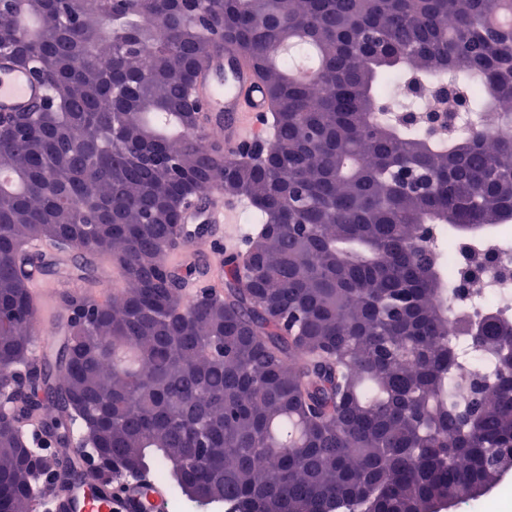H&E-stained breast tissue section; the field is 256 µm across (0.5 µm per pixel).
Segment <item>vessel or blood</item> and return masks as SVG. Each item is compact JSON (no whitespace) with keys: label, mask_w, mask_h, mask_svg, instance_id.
<instances>
[{"label":"vessel or blood","mask_w":512,"mask_h":512,"mask_svg":"<svg viewBox=\"0 0 512 512\" xmlns=\"http://www.w3.org/2000/svg\"><path fill=\"white\" fill-rule=\"evenodd\" d=\"M195 89L204 105L198 127L223 138L225 151L239 150L265 138L261 119L269 110V102L263 85L235 47L228 44L213 54L208 66L198 73ZM42 96L43 88L32 75L0 59V112L27 111ZM235 221V212L224 209L212 194L189 205L182 218L189 227L231 224L235 235H242ZM59 303V288L36 289L34 308L39 332L29 369L41 367L48 348L63 333ZM32 507L34 512L44 507L49 512H166L167 499L145 476L113 485L92 481L84 487L54 480L44 484Z\"/></svg>","instance_id":"b4317fda"}]
</instances>
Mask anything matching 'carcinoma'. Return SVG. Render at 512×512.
<instances>
[{"mask_svg": "<svg viewBox=\"0 0 512 512\" xmlns=\"http://www.w3.org/2000/svg\"><path fill=\"white\" fill-rule=\"evenodd\" d=\"M212 19L168 15L175 0H97L83 23H47L63 0H0V56L38 69L50 104L0 112V367L32 344L34 239L107 254L122 286L105 303L64 299L69 334L0 435V501L28 512L30 471L11 432L26 411L59 408L47 435L79 422L98 482L164 467L198 503L234 512H432L477 497L512 470V319L457 320L495 376L465 386L448 337L446 278L416 243L423 224L470 238L512 222V47L485 37L496 0H196ZM378 33L372 44L355 35ZM234 45L271 107L273 159L226 155L178 120L181 92L221 43ZM306 53L313 78L280 48ZM448 83L474 122L436 141L396 127L375 101L392 77ZM429 173L427 195L389 169ZM260 215L249 252L224 260L222 303L187 301V201L210 191Z\"/></svg>", "mask_w": 512, "mask_h": 512, "instance_id": "carcinoma-1", "label": "carcinoma"}]
</instances>
